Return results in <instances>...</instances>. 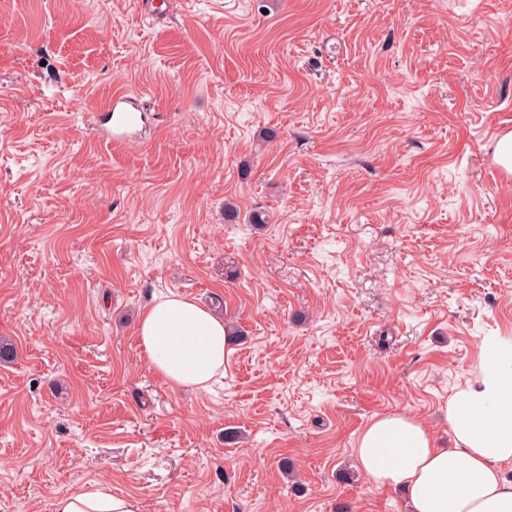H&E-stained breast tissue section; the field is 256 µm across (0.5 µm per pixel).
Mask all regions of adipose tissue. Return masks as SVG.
Returning a JSON list of instances; mask_svg holds the SVG:
<instances>
[{
    "instance_id": "adipose-tissue-1",
    "label": "adipose tissue",
    "mask_w": 512,
    "mask_h": 512,
    "mask_svg": "<svg viewBox=\"0 0 512 512\" xmlns=\"http://www.w3.org/2000/svg\"><path fill=\"white\" fill-rule=\"evenodd\" d=\"M139 345L166 383L204 390L230 353L222 317L195 300L169 295L147 306ZM445 412L454 445L442 448L422 424L401 414L373 418L357 459L371 482L405 493L410 512H512V342L485 343L480 375ZM54 512H141L136 497L103 487L58 497Z\"/></svg>"
}]
</instances>
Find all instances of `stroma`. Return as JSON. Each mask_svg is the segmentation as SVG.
<instances>
[{
	"label": "stroma",
	"instance_id": "35a3bbf8",
	"mask_svg": "<svg viewBox=\"0 0 512 512\" xmlns=\"http://www.w3.org/2000/svg\"><path fill=\"white\" fill-rule=\"evenodd\" d=\"M118 91L147 114L120 147ZM505 125L512 0H0V512L101 484L141 512H408L359 435L402 414L452 446L448 400L512 337ZM171 294L239 330L209 389L142 354ZM127 99L135 100L137 105L132 108L121 107L120 104L125 103ZM142 112L137 98L125 91L116 92L112 101L99 111V130L110 142L123 143L139 127Z\"/></svg>",
	"mask_w": 512,
	"mask_h": 512
}]
</instances>
